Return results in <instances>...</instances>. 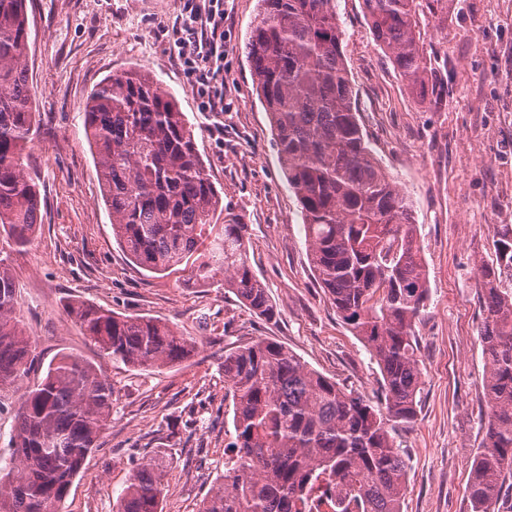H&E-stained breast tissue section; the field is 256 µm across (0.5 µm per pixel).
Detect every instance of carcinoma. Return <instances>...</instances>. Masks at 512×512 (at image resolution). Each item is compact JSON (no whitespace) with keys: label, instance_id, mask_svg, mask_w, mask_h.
<instances>
[{"label":"carcinoma","instance_id":"obj_1","mask_svg":"<svg viewBox=\"0 0 512 512\" xmlns=\"http://www.w3.org/2000/svg\"><path fill=\"white\" fill-rule=\"evenodd\" d=\"M333 0H258L246 38L256 93L267 112L288 189L300 207L307 256L338 316L381 375L374 401L308 367L270 338L224 352L233 432L222 483L198 512H307L311 495L336 493L345 512H402L408 463L398 429L412 424L422 390L416 324L429 299L418 225L407 196L365 141L353 102ZM369 29L420 97L433 87L417 37V0H362ZM27 0H0V389L35 372L17 311L11 253L41 224L37 182L24 150L36 129L22 59ZM112 238L143 270L183 263L195 282L224 287L253 314L276 316L249 263L247 225L215 218L221 197L176 100L139 70L92 91L84 112ZM496 262L477 268L485 314L483 445L467 486L470 512H495L512 480V225L498 224ZM100 356L138 369L182 363L195 343L169 322L79 301L64 304ZM112 385L91 363L63 354L25 386L13 411L10 462L0 466V512H61L112 416ZM168 460L132 467L115 512H162Z\"/></svg>","mask_w":512,"mask_h":512}]
</instances>
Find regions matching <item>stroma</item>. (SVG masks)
Here are the masks:
<instances>
[{"instance_id": "stroma-1", "label": "stroma", "mask_w": 512, "mask_h": 512, "mask_svg": "<svg viewBox=\"0 0 512 512\" xmlns=\"http://www.w3.org/2000/svg\"><path fill=\"white\" fill-rule=\"evenodd\" d=\"M258 0H226L222 112L203 111L166 35L184 0H27L24 59L39 130L29 173L42 223L12 253L21 312L43 362L72 354L111 383L112 418L74 478L62 512H112L130 469L163 451V512H198L224 472L232 415L224 353L269 337L342 386L380 397V372L332 307L309 265L298 202L253 85L245 42ZM342 49L366 141L409 197L430 295L416 325L423 385L397 436L409 459L403 512H469L466 486L484 436V321L477 268L495 261L497 224L512 225V0H435L420 14L433 96L417 97L376 45L362 0H335ZM154 76L192 124L225 210L248 226L250 264L277 316L256 317L220 284L189 270L159 276L112 238L83 114L109 75ZM170 320L197 348L174 367L100 358L62 304Z\"/></svg>"}]
</instances>
